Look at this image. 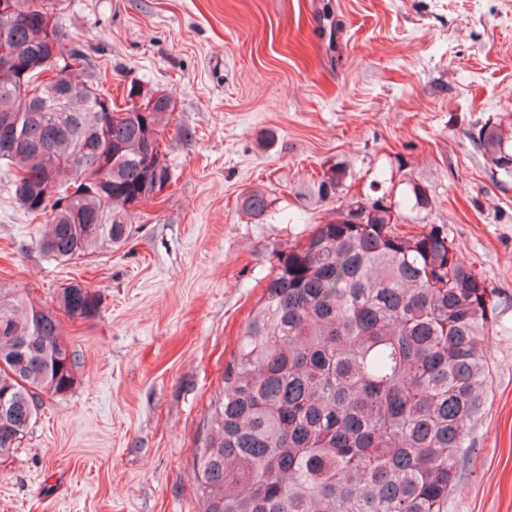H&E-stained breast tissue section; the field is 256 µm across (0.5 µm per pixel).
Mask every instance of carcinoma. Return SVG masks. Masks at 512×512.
I'll use <instances>...</instances> for the list:
<instances>
[{"mask_svg":"<svg viewBox=\"0 0 512 512\" xmlns=\"http://www.w3.org/2000/svg\"><path fill=\"white\" fill-rule=\"evenodd\" d=\"M0 37L27 71H45L50 47L71 60L59 25L41 27L52 0H10ZM50 84L0 80V117L18 125L14 153L0 152L18 206L45 217L39 237L54 261L123 247L135 206L173 182L163 94L117 104L97 85L60 111ZM470 138L490 168L512 178V129L486 122ZM347 176L332 164L316 193L333 200ZM257 220L262 191L242 196ZM385 197H354L336 219L276 254L257 309L224 369L210 433L193 451L202 512H448L469 429L484 414L485 346L499 300L434 224L402 232ZM59 310L95 316L97 294L78 282L61 289ZM75 351L58 316L17 288L0 286V458L18 448L40 394L75 383Z\"/></svg>","mask_w":512,"mask_h":512,"instance_id":"obj_1","label":"carcinoma"}]
</instances>
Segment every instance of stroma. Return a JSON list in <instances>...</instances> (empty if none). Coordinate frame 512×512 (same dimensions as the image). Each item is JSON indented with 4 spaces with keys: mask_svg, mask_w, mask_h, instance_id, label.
Wrapping results in <instances>:
<instances>
[{
    "mask_svg": "<svg viewBox=\"0 0 512 512\" xmlns=\"http://www.w3.org/2000/svg\"><path fill=\"white\" fill-rule=\"evenodd\" d=\"M57 16L89 60L81 80L171 96L175 184L138 205L127 245L59 263L0 166V286L52 310L75 281L101 299L63 322L76 382L0 459V512H200L208 407L276 254L333 219L310 189L334 163L342 198L386 196L404 231L440 226L499 288L448 512H512V178L469 137L512 123V0H58ZM256 189L263 221L240 206Z\"/></svg>",
    "mask_w": 512,
    "mask_h": 512,
    "instance_id": "35a3bbf8",
    "label": "stroma"
}]
</instances>
